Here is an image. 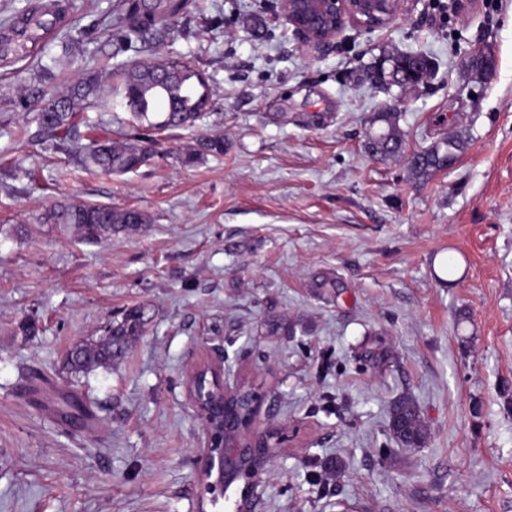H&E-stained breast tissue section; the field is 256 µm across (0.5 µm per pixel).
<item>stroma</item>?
<instances>
[{"label":"stroma","mask_w":512,"mask_h":512,"mask_svg":"<svg viewBox=\"0 0 512 512\" xmlns=\"http://www.w3.org/2000/svg\"><path fill=\"white\" fill-rule=\"evenodd\" d=\"M116 2L58 0L66 22L0 58V512H196L202 424L184 377L206 344L254 387L261 418L291 430L252 512H512V0H402L389 26L321 49L278 0H203L162 42L125 47ZM479 48L491 79L467 67ZM396 51L432 58L425 84L366 81ZM151 56L191 60L212 92L197 130L163 134L167 158L101 176L40 137V72L56 93ZM384 110L407 153L446 131L467 147L415 180L404 157L364 150ZM83 117L136 134L109 94ZM201 131L223 135V154L181 165ZM64 200L149 221L89 243L41 223ZM320 275L335 287L314 288ZM131 307L149 322L126 356L69 372L67 350ZM66 394L87 404L83 425L60 419ZM403 396L422 447L388 433Z\"/></svg>","instance_id":"1"}]
</instances>
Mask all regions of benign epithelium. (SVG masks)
Returning a JSON list of instances; mask_svg holds the SVG:
<instances>
[{"label":"benign epithelium","mask_w":512,"mask_h":512,"mask_svg":"<svg viewBox=\"0 0 512 512\" xmlns=\"http://www.w3.org/2000/svg\"><path fill=\"white\" fill-rule=\"evenodd\" d=\"M401 0H281L282 14L303 41L321 48L336 40L350 24L372 31L386 27L397 15ZM187 398L202 422V435L197 445L200 483L213 493L231 484L239 459L260 456L256 476L276 455L287 436L279 428L256 435L260 425L257 402H252L251 415L242 424L224 418V404L244 387L241 380L229 381L224 372V358L205 354L186 373Z\"/></svg>","instance_id":"obj_1"}]
</instances>
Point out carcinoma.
Segmentation results:
<instances>
[{
    "label": "carcinoma",
    "instance_id": "carcinoma-1",
    "mask_svg": "<svg viewBox=\"0 0 512 512\" xmlns=\"http://www.w3.org/2000/svg\"><path fill=\"white\" fill-rule=\"evenodd\" d=\"M189 0H119L115 10L114 27L126 44L160 40L166 37L179 16L187 10ZM400 73L414 68L422 60L406 53L391 54ZM166 70L167 79L158 80V69ZM201 71L191 62L179 57H162L150 61L130 60L110 70L111 93L127 107L137 136L125 140L101 137L91 149L81 155L87 170L106 175H122L137 171L154 157L163 158L157 135L172 129L192 128L210 111L212 101L207 86L199 85ZM102 91L101 72L90 69L67 90L46 100L56 107L41 108L36 120L46 142L76 140L80 113L95 105ZM404 135L398 127V114L377 112L370 119L365 140L366 152L385 160L401 154ZM465 148L458 134H445L428 148L407 158L408 169L418 180H427L434 173L456 163ZM224 154V136L201 133L195 147L183 156L186 164L205 155ZM42 222L74 227L82 238L98 243L113 235L135 231L148 223L147 216L138 210L117 209L110 205L64 201L56 204L41 217ZM147 319L139 307L125 310L112 320L106 334L97 340L80 341L66 354L67 365L76 373L112 364L124 357L131 342L143 335ZM388 431L392 438L406 448H419L428 438V431L416 403L402 397L391 407Z\"/></svg>",
    "mask_w": 512,
    "mask_h": 512
}]
</instances>
